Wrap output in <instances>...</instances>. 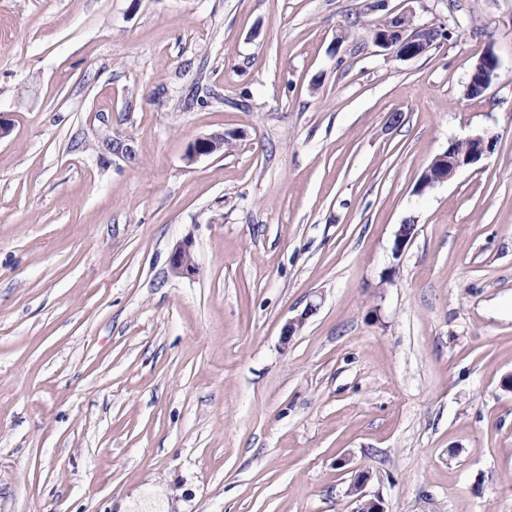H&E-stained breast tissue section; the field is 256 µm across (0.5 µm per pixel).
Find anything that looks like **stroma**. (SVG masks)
<instances>
[{
  "instance_id": "35a3bbf8",
  "label": "stroma",
  "mask_w": 512,
  "mask_h": 512,
  "mask_svg": "<svg viewBox=\"0 0 512 512\" xmlns=\"http://www.w3.org/2000/svg\"><path fill=\"white\" fill-rule=\"evenodd\" d=\"M370 4L0 0V512H512V0ZM410 18H413L412 12L405 10L383 19L374 33L377 46L384 49L394 48L396 55L404 59L427 53L437 44L434 40L437 33L441 32L436 28L414 27ZM499 67L500 64L497 57L490 54L485 55V58L480 60L470 73L469 85L474 83L482 94L485 93L495 82ZM224 148V136L220 134H211L199 136L194 139L189 147L187 159L193 161L200 156L212 155L220 152ZM454 145L457 146V149L451 151L447 149L438 154L424 170L417 186L418 192L425 191L427 187L447 182L459 170L479 161L492 150L493 146L479 135L455 141L451 146ZM192 242L185 241L179 245L171 256V268L175 275L192 277L197 274ZM370 476L367 472L359 473L350 484L348 494L355 496L354 500L358 503L354 512H385L384 507L378 499H366L367 494L364 489Z\"/></svg>"
}]
</instances>
